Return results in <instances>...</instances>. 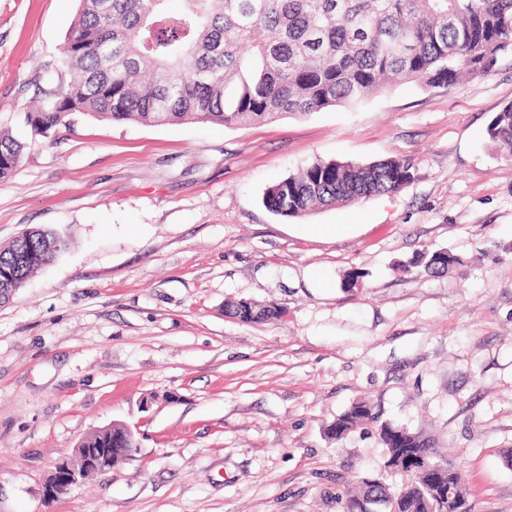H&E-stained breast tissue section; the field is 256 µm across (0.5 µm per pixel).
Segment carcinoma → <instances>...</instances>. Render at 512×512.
<instances>
[{
	"mask_svg": "<svg viewBox=\"0 0 512 512\" xmlns=\"http://www.w3.org/2000/svg\"><path fill=\"white\" fill-rule=\"evenodd\" d=\"M73 26L47 68L53 73L26 123L47 136L74 113L99 120L166 125L185 120L226 127L282 115L307 116L334 107L358 108L393 86L423 90L484 77L512 53V0H79ZM489 140L512 154V104L487 128ZM24 145L0 134V181L16 167ZM414 178L407 159L361 164L318 159L269 186L262 203L273 215L295 219L313 211L398 193ZM70 245L49 227L26 231L0 246V301L5 303L42 266ZM443 270L447 251L421 256ZM226 312L242 322L278 319L275 304L234 301ZM379 424L390 463L405 470L399 489L405 512H425L419 490L454 462L430 440L404 426L379 421L373 405L353 403L327 433ZM112 430L97 431L84 448L111 446ZM374 512L389 504L372 477L346 497Z\"/></svg>",
	"mask_w": 512,
	"mask_h": 512,
	"instance_id": "1",
	"label": "carcinoma"
}]
</instances>
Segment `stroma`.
<instances>
[{
	"instance_id": "stroma-1",
	"label": "stroma",
	"mask_w": 512,
	"mask_h": 512,
	"mask_svg": "<svg viewBox=\"0 0 512 512\" xmlns=\"http://www.w3.org/2000/svg\"><path fill=\"white\" fill-rule=\"evenodd\" d=\"M78 0H0V244L36 226L71 247L0 306V512H343L357 476L401 484L352 403L461 465L475 512H512V156L487 136L512 53L445 88L238 127L82 113L25 123ZM411 160L392 196L284 220L265 189L315 160ZM344 224L311 239L304 223ZM458 258L431 272L423 252ZM333 279L313 287L308 269ZM272 302L244 323L229 300ZM137 448L61 499L58 462L112 423ZM23 143L12 134H0V181L8 179L22 154ZM226 312L242 322L257 323L278 319L283 311L275 304H256L248 300H238L226 306Z\"/></svg>"
}]
</instances>
